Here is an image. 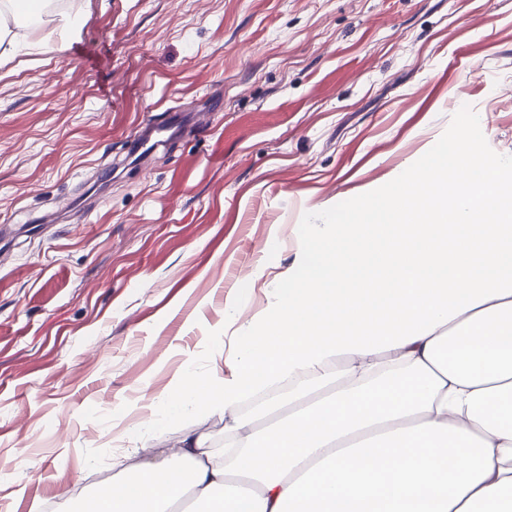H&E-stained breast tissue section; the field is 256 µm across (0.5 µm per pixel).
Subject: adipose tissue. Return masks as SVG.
<instances>
[{"label":"adipose tissue","mask_w":512,"mask_h":512,"mask_svg":"<svg viewBox=\"0 0 512 512\" xmlns=\"http://www.w3.org/2000/svg\"><path fill=\"white\" fill-rule=\"evenodd\" d=\"M480 117L305 233L287 287L239 321L226 372L185 359L140 424L185 433L65 512H512V157Z\"/></svg>","instance_id":"ef3b65f1"}]
</instances>
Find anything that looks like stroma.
<instances>
[{
  "instance_id": "1",
  "label": "stroma",
  "mask_w": 512,
  "mask_h": 512,
  "mask_svg": "<svg viewBox=\"0 0 512 512\" xmlns=\"http://www.w3.org/2000/svg\"><path fill=\"white\" fill-rule=\"evenodd\" d=\"M0 61V512L92 495L117 462L224 445L137 422L237 290L284 287L328 223L479 114L512 156V0H76ZM469 79L466 96L456 85ZM206 110L136 164L166 108Z\"/></svg>"
}]
</instances>
